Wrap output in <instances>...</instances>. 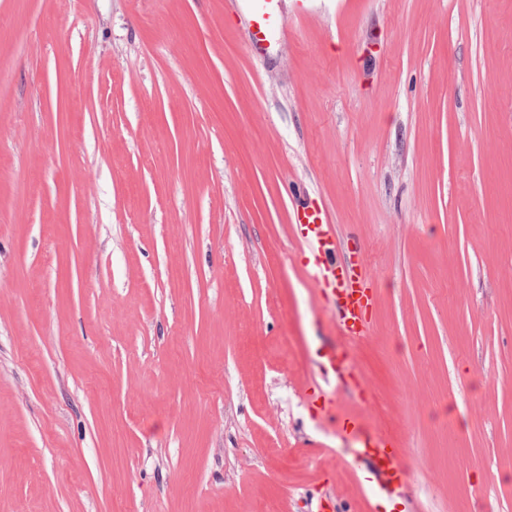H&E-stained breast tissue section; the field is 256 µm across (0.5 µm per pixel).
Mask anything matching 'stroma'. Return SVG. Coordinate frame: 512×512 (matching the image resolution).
<instances>
[{"mask_svg": "<svg viewBox=\"0 0 512 512\" xmlns=\"http://www.w3.org/2000/svg\"><path fill=\"white\" fill-rule=\"evenodd\" d=\"M281 11L0 0V512H512V0ZM253 1L255 4L252 21L255 30L252 32V38L255 43L263 42L271 29H276L282 35L288 33L287 22L277 9L278 0ZM295 222L306 231L309 247L317 249L327 262L319 269L320 275L330 282L332 288H336V283L341 288V335L355 340L365 331L364 315L370 301L366 276L360 270L336 263V241L318 204L312 203L298 209ZM343 428L348 435L360 439L357 452L374 476L373 493L379 496L392 494L401 483L402 472L393 437L382 430H370L357 420H348Z\"/></svg>", "mask_w": 512, "mask_h": 512, "instance_id": "obj_1", "label": "stroma"}]
</instances>
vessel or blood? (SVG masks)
<instances>
[{"instance_id": "obj_1", "label": "vessel or blood", "mask_w": 512, "mask_h": 512, "mask_svg": "<svg viewBox=\"0 0 512 512\" xmlns=\"http://www.w3.org/2000/svg\"><path fill=\"white\" fill-rule=\"evenodd\" d=\"M278 0H254L252 20L254 42H263L270 30L287 33L288 25L277 9ZM295 221L306 232L307 242L324 256L326 263L320 268V275L330 283L339 286L341 293L340 331L349 339H356L364 332V315L370 301L367 279L362 272L336 261V242L330 234V227L322 208L308 204L298 209ZM347 434L358 437L357 452L368 464L375 483L372 491L376 495L392 494L401 483L402 467L395 441L381 430H371L360 421L345 422Z\"/></svg>"}]
</instances>
